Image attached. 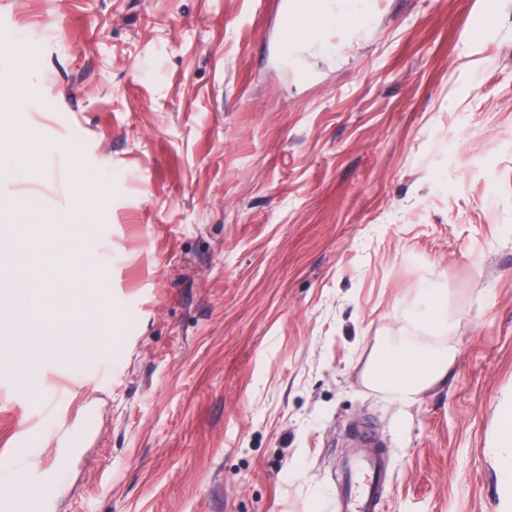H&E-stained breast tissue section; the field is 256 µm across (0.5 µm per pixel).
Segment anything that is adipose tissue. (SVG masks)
<instances>
[{"label": "adipose tissue", "instance_id": "obj_1", "mask_svg": "<svg viewBox=\"0 0 512 512\" xmlns=\"http://www.w3.org/2000/svg\"><path fill=\"white\" fill-rule=\"evenodd\" d=\"M21 316L11 321L12 338L25 339L27 360L17 373L22 389L35 384L43 357L63 354L73 363H80L87 355L85 337L73 332L75 318L67 316L48 329L40 328L31 311L34 297L18 291L12 295ZM418 334L401 331L387 337L378 350L373 364L367 369L364 381L370 387L384 392L392 401L404 406L413 404L426 390L445 384L454 365L456 350L450 342L448 313L440 295L429 291L421 308L414 315ZM495 445L499 473L498 512H512V400L500 402L497 408Z\"/></svg>", "mask_w": 512, "mask_h": 512}]
</instances>
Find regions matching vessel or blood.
<instances>
[{
    "mask_svg": "<svg viewBox=\"0 0 512 512\" xmlns=\"http://www.w3.org/2000/svg\"><path fill=\"white\" fill-rule=\"evenodd\" d=\"M331 6V0H280L281 20L274 37L277 51L287 53L305 19L332 20ZM337 481L340 495L336 512H375L387 488V461L373 449H361L345 461Z\"/></svg>",
    "mask_w": 512,
    "mask_h": 512,
    "instance_id": "obj_1",
    "label": "vessel or blood"
}]
</instances>
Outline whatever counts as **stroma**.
I'll list each match as a JSON object with an SVG mask.
<instances>
[{
	"mask_svg": "<svg viewBox=\"0 0 512 512\" xmlns=\"http://www.w3.org/2000/svg\"><path fill=\"white\" fill-rule=\"evenodd\" d=\"M360 2L284 66L279 0H0V40L41 60L0 53V290L54 323L52 265L106 298L76 332L111 329L33 390L0 369V471L37 456L43 512H336L363 432L377 512H497L512 0ZM430 288L456 361L402 406L363 372Z\"/></svg>",
	"mask_w": 512,
	"mask_h": 512,
	"instance_id": "1",
	"label": "stroma"
}]
</instances>
